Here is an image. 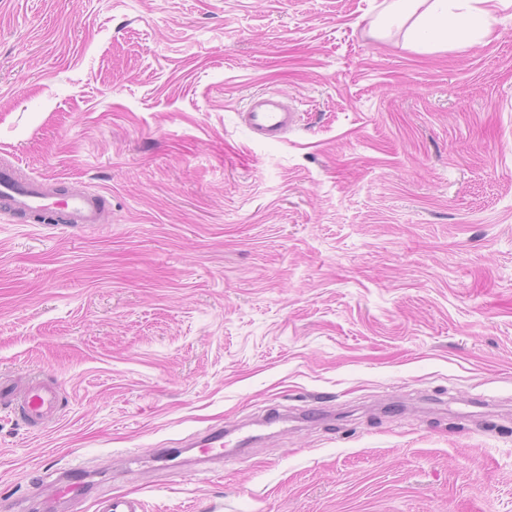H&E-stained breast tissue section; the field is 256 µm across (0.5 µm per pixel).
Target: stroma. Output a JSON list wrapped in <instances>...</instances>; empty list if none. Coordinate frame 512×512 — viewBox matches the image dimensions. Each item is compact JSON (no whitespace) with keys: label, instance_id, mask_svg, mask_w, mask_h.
<instances>
[{"label":"stroma","instance_id":"1","mask_svg":"<svg viewBox=\"0 0 512 512\" xmlns=\"http://www.w3.org/2000/svg\"><path fill=\"white\" fill-rule=\"evenodd\" d=\"M386 5L0 0V157L106 216L0 210V382L61 392L0 411V502L79 463L69 512H512V7L461 53ZM295 112L278 93L260 92L249 97L241 118L256 138L279 140L296 125ZM60 390L55 384L33 375L19 390L0 385V407L9 409L28 427L42 429L57 415ZM98 512H142L138 499L125 496H108L98 501Z\"/></svg>","mask_w":512,"mask_h":512}]
</instances>
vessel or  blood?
Wrapping results in <instances>:
<instances>
[{"label":"vessel or blood","mask_w":512,"mask_h":512,"mask_svg":"<svg viewBox=\"0 0 512 512\" xmlns=\"http://www.w3.org/2000/svg\"><path fill=\"white\" fill-rule=\"evenodd\" d=\"M241 118L255 137L272 140L280 139L297 122L294 109L275 92L251 95ZM0 206L26 224L57 209L68 224L86 226L104 221L97 196L72 192L58 201L41 184L15 185L10 172L5 170H0ZM59 403V388L36 375L18 390L0 386V407L15 413L33 429L50 423L58 413ZM47 490L49 502L56 506L69 503L75 497L74 486L62 475L48 484ZM98 512H142V507L138 499L111 495L99 501Z\"/></svg>","instance_id":"obj_1"}]
</instances>
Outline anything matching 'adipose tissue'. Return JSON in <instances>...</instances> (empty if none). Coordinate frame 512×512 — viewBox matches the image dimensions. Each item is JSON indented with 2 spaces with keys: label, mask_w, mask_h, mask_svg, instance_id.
<instances>
[{
  "label": "adipose tissue",
  "mask_w": 512,
  "mask_h": 512,
  "mask_svg": "<svg viewBox=\"0 0 512 512\" xmlns=\"http://www.w3.org/2000/svg\"><path fill=\"white\" fill-rule=\"evenodd\" d=\"M510 6L512 0H390L381 22L408 24L413 44L423 45L431 35L436 45L464 52L492 33L498 10Z\"/></svg>",
  "instance_id": "obj_1"
}]
</instances>
